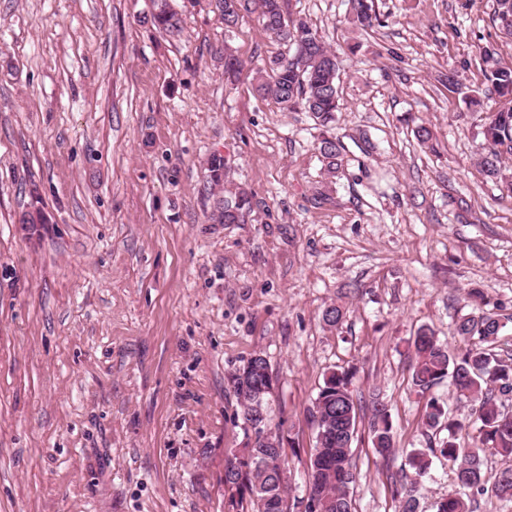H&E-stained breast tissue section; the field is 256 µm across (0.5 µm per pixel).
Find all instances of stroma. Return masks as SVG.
Segmentation results:
<instances>
[{
    "mask_svg": "<svg viewBox=\"0 0 512 512\" xmlns=\"http://www.w3.org/2000/svg\"><path fill=\"white\" fill-rule=\"evenodd\" d=\"M172 3L174 36L145 22L150 0H0V512H224L225 453L247 444L229 378L256 355L290 498L308 410L349 370L355 512H399L415 449L431 462L418 512H435L456 484L424 405L471 409L447 381L422 395L408 346L427 328L456 356L458 316L512 315V192L478 164L469 105L496 106L477 50L497 38L494 0H376L369 32L347 0H284L339 61L334 178L308 112L255 89L283 50L256 15L228 28L210 0ZM228 51L244 64L232 84ZM451 68L461 93L441 83ZM215 154L225 190L252 197L240 223L213 219ZM36 207L46 223L21 224ZM376 400L388 458L368 436ZM393 425L387 407L379 401H373L369 424L371 443L376 452L387 457L395 451Z\"/></svg>",
    "mask_w": 512,
    "mask_h": 512,
    "instance_id": "stroma-1",
    "label": "stroma"
}]
</instances>
